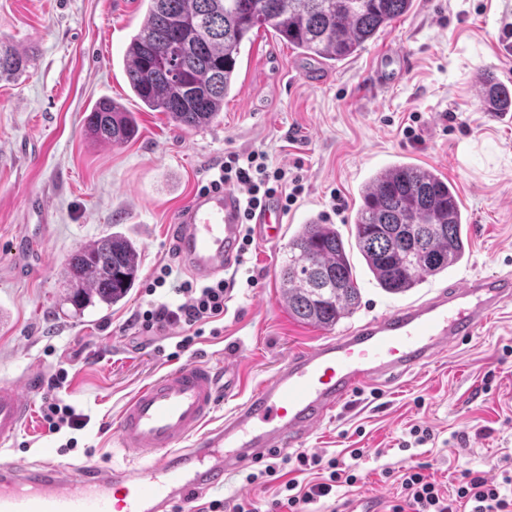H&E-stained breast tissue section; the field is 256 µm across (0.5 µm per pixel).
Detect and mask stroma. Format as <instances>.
<instances>
[{"instance_id":"1","label":"stroma","mask_w":512,"mask_h":512,"mask_svg":"<svg viewBox=\"0 0 512 512\" xmlns=\"http://www.w3.org/2000/svg\"><path fill=\"white\" fill-rule=\"evenodd\" d=\"M145 13L140 0H0V43L31 56L22 76L0 82V379L66 368L58 395L87 421L52 434L36 411L0 446V462L127 466L113 451L121 406L179 363L244 368L261 381L297 350L367 319L475 277L512 275V112L484 111L476 84L490 70L512 87V0H414L409 14L333 68L258 34L242 53L236 92L200 128L142 107L130 89L123 57ZM386 51L405 54L407 64L398 83L381 89L373 74ZM105 98L134 112L136 139L112 146L86 137L84 118ZM410 126L418 141L406 137ZM254 150L299 177L304 190L284 214L280 238L254 241L246 264L226 273L234 288L223 320L175 354L174 334H140L134 315L156 267L175 261L177 212L227 153ZM397 160L438 168L456 184L469 217L467 261L404 295L381 291L356 263L361 306L351 318L329 330L296 321L279 288L289 238L315 218L347 232L363 183ZM35 196L45 210L30 209ZM113 231L136 243L139 282L111 310L72 315L62 306V268L79 246ZM508 346L512 302L465 344L396 382L362 388L321 422L296 451L346 461L363 449V479L338 487L317 512L332 504L338 512H389L400 492L393 473L407 464L424 465L446 487L467 468L512 473ZM415 425L429 427L433 440L401 450ZM289 478L284 466L273 482L250 484L233 472L197 501L267 500Z\"/></svg>"}]
</instances>
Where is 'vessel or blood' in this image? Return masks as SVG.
Wrapping results in <instances>:
<instances>
[{
	"instance_id": "obj_1",
	"label": "vessel or blood",
	"mask_w": 512,
	"mask_h": 512,
	"mask_svg": "<svg viewBox=\"0 0 512 512\" xmlns=\"http://www.w3.org/2000/svg\"><path fill=\"white\" fill-rule=\"evenodd\" d=\"M404 65V56L384 55L376 85H390ZM281 219L276 204L268 203L254 219L257 236L277 240ZM172 237L177 257L196 280L229 270L242 237L236 194L195 193L178 212ZM509 301L512 277L491 275L372 318L289 356L216 427L210 424L215 406L222 393L239 388L238 378L223 379L219 369L197 363L165 372L133 393L114 427L115 447L130 459L146 460V467L4 461L0 512H168L174 502L222 486L226 473L292 448L361 386L396 380L464 344ZM43 378L34 370L19 382L0 380L1 447L28 420L29 395Z\"/></svg>"
}]
</instances>
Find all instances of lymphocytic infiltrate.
I'll list each match as a JSON object with an SVG mask.
<instances>
[{
	"mask_svg": "<svg viewBox=\"0 0 512 512\" xmlns=\"http://www.w3.org/2000/svg\"><path fill=\"white\" fill-rule=\"evenodd\" d=\"M209 187L238 193L245 224L240 245L244 254L249 252L253 242L250 224L267 200L277 199L282 209L287 211L303 190L298 183L287 185L284 169L269 168L267 156L262 151L225 155L219 175L210 181ZM172 275L171 265L157 268L147 289L152 299L147 309L136 314L134 324L146 333L183 329L184 334L175 345L176 351L183 353L193 346L196 337L201 336L204 325L223 319L228 286L221 279L198 283L185 279L176 281ZM167 285L179 296V303L155 300L156 290ZM67 378V369H58L49 379L42 398V417L52 433L65 427L72 430L84 427L74 408L57 396ZM363 455L362 449H353L352 461L347 464L334 457L326 459L317 453L299 452L294 458L295 471L314 473V480L303 483L291 479L280 484L272 501L266 505L254 499H238L229 505L221 500H212L198 507L197 512H310L311 505L329 497L334 487L342 484L352 486L359 482L356 462ZM399 481L401 492L390 512H512L511 475L498 482L466 470L453 491L447 492L426 474L424 466L410 465L402 467Z\"/></svg>",
	"mask_w": 512,
	"mask_h": 512,
	"instance_id": "lymphocytic-infiltrate-1",
	"label": "lymphocytic infiltrate"
}]
</instances>
